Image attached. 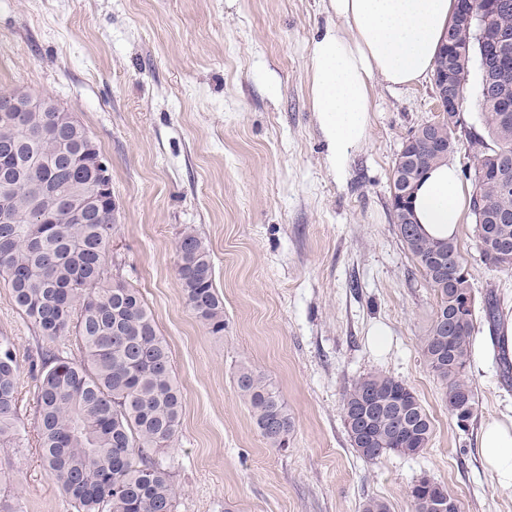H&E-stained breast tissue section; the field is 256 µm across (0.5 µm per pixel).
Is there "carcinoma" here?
<instances>
[{"label":"carcinoma","mask_w":512,"mask_h":512,"mask_svg":"<svg viewBox=\"0 0 512 512\" xmlns=\"http://www.w3.org/2000/svg\"><path fill=\"white\" fill-rule=\"evenodd\" d=\"M482 14L489 31L512 35V0H489ZM448 41L466 50L447 62L463 80L476 58L480 70L478 121L487 132L456 120L453 126L412 134L409 157L419 175L453 152L464 135L477 162L496 165L507 177L473 175L470 212L477 244L488 237L512 246V124L501 122L498 105L512 99V73L483 57L476 27L448 28ZM95 139L65 112L0 115V193L8 214L0 219V280L38 335L49 343L74 336L80 358L42 354L36 377L35 427L47 472L76 512H175L177 489L165 456L178 439L182 393L167 342L139 290L108 276L117 225L112 190L99 186ZM83 220L72 222L73 206ZM398 236L433 288L436 306L422 351L445 385L448 413L470 422L478 397L469 376L477 328L476 294L470 278L455 274L462 259L456 238L428 236L419 224L395 214ZM443 247V260L434 261ZM177 279L186 305L215 336L224 335V304L215 284L210 250L195 228L185 226L177 245ZM488 329L498 327L497 300H483ZM17 358L0 337V445L17 447ZM235 385L266 442L288 447L292 421L280 394L263 373L239 368ZM376 399L368 450L356 440L351 414L364 397ZM344 423L354 448L368 461L386 454L416 455L431 437L429 416L413 390L397 377L370 372L342 398ZM442 484L422 477L411 487L414 512Z\"/></svg>","instance_id":"carcinoma-1"}]
</instances>
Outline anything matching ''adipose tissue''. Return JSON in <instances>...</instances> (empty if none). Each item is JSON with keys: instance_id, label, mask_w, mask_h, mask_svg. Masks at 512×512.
Masks as SVG:
<instances>
[{"instance_id": "ef3b65f1", "label": "adipose tissue", "mask_w": 512, "mask_h": 512, "mask_svg": "<svg viewBox=\"0 0 512 512\" xmlns=\"http://www.w3.org/2000/svg\"><path fill=\"white\" fill-rule=\"evenodd\" d=\"M330 7L338 23L315 39L311 72L314 110L340 166L366 138L375 85H411L433 71L453 0H330ZM469 196L457 167L441 163L414 193L416 219L430 235H455ZM478 446L485 466L512 485V417L484 421Z\"/></svg>"}]
</instances>
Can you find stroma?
Instances as JSON below:
<instances>
[{
	"label": "stroma",
	"mask_w": 512,
	"mask_h": 512,
	"mask_svg": "<svg viewBox=\"0 0 512 512\" xmlns=\"http://www.w3.org/2000/svg\"><path fill=\"white\" fill-rule=\"evenodd\" d=\"M329 0H0V88L52 97L96 140L112 176L110 264L138 288L166 339L184 396L167 462L176 512H358L376 497L413 512L421 477L462 512H512V486L482 463V420L512 416V384L487 328L470 378L476 417L460 429L421 350L436 299L392 220L402 143L433 117L431 79L376 86L365 141L343 168L313 110V42ZM208 244L224 334L187 308L176 243ZM457 243L477 296L512 317V273L488 269L473 218ZM385 336L375 337V328ZM19 363L21 445L0 447V498L15 512H75L45 470L34 431L43 340L0 284V337ZM261 371L293 421L287 447L256 429L234 383ZM382 371L410 386L432 427L416 456L370 462L350 442L344 391Z\"/></svg>",
	"instance_id": "obj_1"
}]
</instances>
